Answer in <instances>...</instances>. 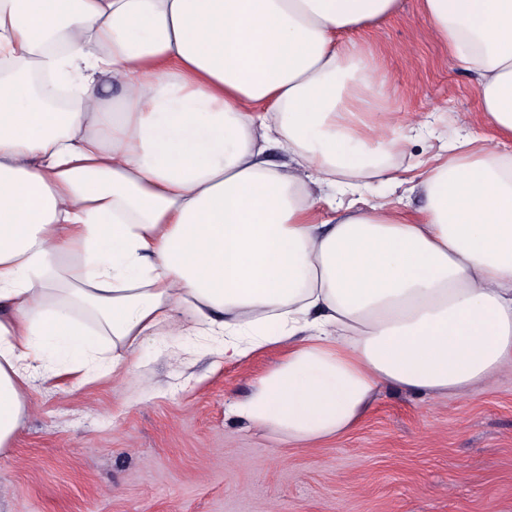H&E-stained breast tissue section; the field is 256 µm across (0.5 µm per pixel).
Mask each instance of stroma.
I'll list each match as a JSON object with an SVG mask.
<instances>
[{"label": "stroma", "instance_id": "1", "mask_svg": "<svg viewBox=\"0 0 512 512\" xmlns=\"http://www.w3.org/2000/svg\"><path fill=\"white\" fill-rule=\"evenodd\" d=\"M388 72L377 111L395 183L360 197L425 207L413 184L447 159L457 136L512 154L482 112L478 77L456 67L422 0L353 32ZM175 334L148 340L122 378L33 377L30 409L0 455V512H512V373L468 395L381 391L345 435L294 446L236 407L284 347L240 361Z\"/></svg>", "mask_w": 512, "mask_h": 512}]
</instances>
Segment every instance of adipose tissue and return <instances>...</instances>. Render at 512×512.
I'll use <instances>...</instances> for the list:
<instances>
[{"instance_id": "obj_1", "label": "adipose tissue", "mask_w": 512, "mask_h": 512, "mask_svg": "<svg viewBox=\"0 0 512 512\" xmlns=\"http://www.w3.org/2000/svg\"><path fill=\"white\" fill-rule=\"evenodd\" d=\"M395 2L0 0V452L33 374L95 368L101 336L112 374L163 331L223 336L228 360L286 347L237 412L300 445L382 388L512 372V154L457 141L415 223L350 201L392 179L358 119L388 75L340 36ZM422 3L512 135V0ZM32 71L77 105L52 110ZM314 184L338 190L322 221Z\"/></svg>"}]
</instances>
